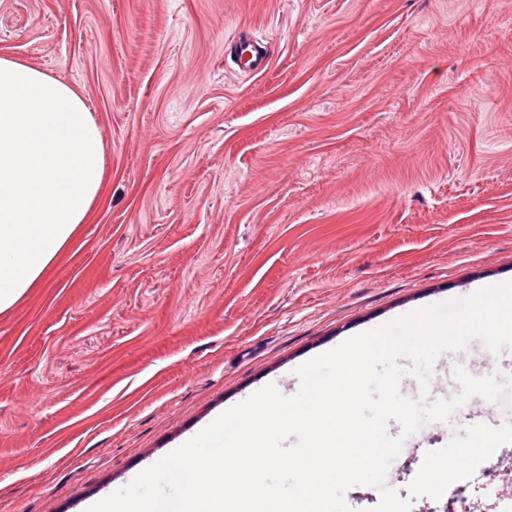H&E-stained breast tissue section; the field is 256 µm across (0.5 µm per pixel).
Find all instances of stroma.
Segmentation results:
<instances>
[{
  "instance_id": "obj_1",
  "label": "stroma",
  "mask_w": 512,
  "mask_h": 512,
  "mask_svg": "<svg viewBox=\"0 0 512 512\" xmlns=\"http://www.w3.org/2000/svg\"><path fill=\"white\" fill-rule=\"evenodd\" d=\"M248 34L269 65L236 66ZM0 56L73 86L102 134L86 224L0 313V512H85L349 338L512 281V0H0ZM437 358L497 377L422 425L427 452L512 421V348ZM512 497V443L468 481Z\"/></svg>"
}]
</instances>
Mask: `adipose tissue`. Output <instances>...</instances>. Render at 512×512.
<instances>
[{"mask_svg":"<svg viewBox=\"0 0 512 512\" xmlns=\"http://www.w3.org/2000/svg\"><path fill=\"white\" fill-rule=\"evenodd\" d=\"M104 164L85 99L40 69L0 57V313L42 280L85 223Z\"/></svg>","mask_w":512,"mask_h":512,"instance_id":"obj_1","label":"adipose tissue"}]
</instances>
